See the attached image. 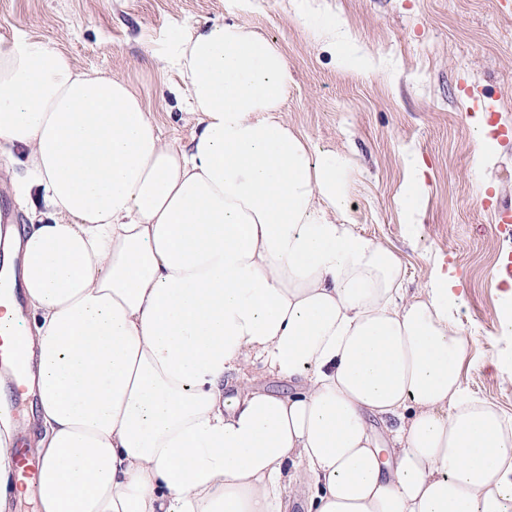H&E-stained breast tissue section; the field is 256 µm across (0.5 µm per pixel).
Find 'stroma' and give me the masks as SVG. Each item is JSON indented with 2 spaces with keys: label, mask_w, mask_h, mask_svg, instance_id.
Here are the masks:
<instances>
[{
  "label": "stroma",
  "mask_w": 512,
  "mask_h": 512,
  "mask_svg": "<svg viewBox=\"0 0 512 512\" xmlns=\"http://www.w3.org/2000/svg\"><path fill=\"white\" fill-rule=\"evenodd\" d=\"M213 21L245 24L283 53L293 76L285 118L350 158L356 228L397 254L408 293L435 262L448 266L472 338L462 382L512 415V377L495 367L512 360V337L501 334L508 287L496 277L493 210L512 202V0H0V47L25 35L81 70L128 80L163 136L185 144L195 128L173 94L184 80L154 60ZM334 21L349 49L343 64L326 44ZM484 135L496 149L480 167ZM413 160L424 186L410 237L399 196Z\"/></svg>",
  "instance_id": "obj_1"
}]
</instances>
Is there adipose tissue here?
I'll list each match as a JSON object with an SVG mask.
<instances>
[{
    "label": "adipose tissue",
    "instance_id": "obj_1",
    "mask_svg": "<svg viewBox=\"0 0 512 512\" xmlns=\"http://www.w3.org/2000/svg\"><path fill=\"white\" fill-rule=\"evenodd\" d=\"M163 64L185 145L127 80L0 49V160L49 211L0 250L31 312L38 512H512V417L462 385V297L440 266L407 297L356 231L350 160L282 114V52L213 22ZM256 366L293 392L226 394ZM20 431L0 402V506Z\"/></svg>",
    "mask_w": 512,
    "mask_h": 512
}]
</instances>
